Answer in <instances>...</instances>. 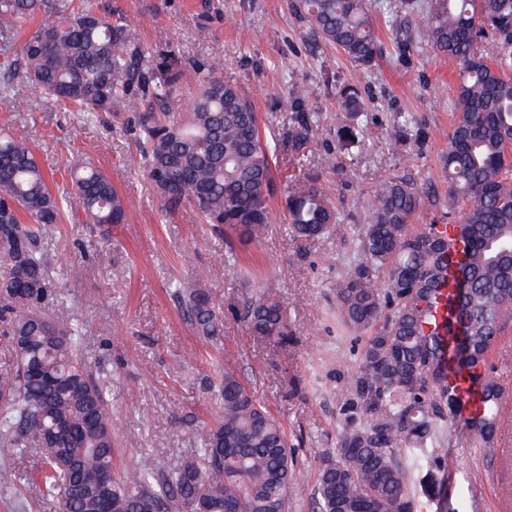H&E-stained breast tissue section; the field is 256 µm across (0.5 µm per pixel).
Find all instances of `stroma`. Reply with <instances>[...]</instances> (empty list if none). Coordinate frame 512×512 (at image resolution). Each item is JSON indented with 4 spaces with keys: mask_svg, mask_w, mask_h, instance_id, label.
<instances>
[{
    "mask_svg": "<svg viewBox=\"0 0 512 512\" xmlns=\"http://www.w3.org/2000/svg\"><path fill=\"white\" fill-rule=\"evenodd\" d=\"M397 2L369 0L382 54L366 70L310 34L290 0H98L151 55L170 50L223 60L225 78L252 98L268 128H287L285 97L294 88L308 89V109L322 115L309 160L297 165L283 148L277 170L294 179L318 174L342 214L340 224L312 241L293 239L280 198L271 203L264 235L231 246L192 207L165 213L136 151L138 110L121 109L105 128L60 109L23 82L12 102L0 103V127L40 156L53 194L71 195L62 173L70 162L88 159L130 202L125 223L113 225L109 235L77 214L45 244L51 278L70 283L49 312L86 336L84 360L110 389L121 471H165L191 454L198 446L191 431L216 418L213 389L230 369L288 436L300 475L288 492L287 512H314L318 459L338 446L341 389L361 349L336 320V284L349 271L372 190L387 178H406L423 199L420 223L448 221L439 157L451 120L455 65L418 38L413 23L391 26L388 9ZM404 34L412 36L413 50L400 57L393 47ZM343 86L358 91L357 110L342 107L337 92ZM399 112L424 126L426 146L397 139ZM349 129L359 145L343 156L339 173L327 158ZM195 281L226 308L220 341L197 335L172 294L173 284ZM256 290L282 306L292 331L288 349L248 335L232 316ZM501 424L491 457L465 428L453 432L458 467L446 487L459 512H512V402Z\"/></svg>",
    "mask_w": 512,
    "mask_h": 512,
    "instance_id": "stroma-1",
    "label": "stroma"
}]
</instances>
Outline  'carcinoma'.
<instances>
[{
    "instance_id": "obj_1",
    "label": "carcinoma",
    "mask_w": 512,
    "mask_h": 512,
    "mask_svg": "<svg viewBox=\"0 0 512 512\" xmlns=\"http://www.w3.org/2000/svg\"><path fill=\"white\" fill-rule=\"evenodd\" d=\"M436 54L457 63L452 120L439 168L448 183V221L467 242L457 320L463 333L459 369L479 387L483 408L463 414L448 384L445 360L451 326L427 329L441 299L448 237L436 224H415L421 197L404 179L379 182L366 223L355 233L351 271L336 284L338 316L354 338L365 337L359 361L342 389L344 427L336 453L319 458L318 512H416L424 480L441 475L439 512H458L444 493L456 469L447 441L461 422L496 453L500 411L509 395L492 376L488 356L512 320V0H401ZM296 17L324 42L363 67L381 46L366 0H292ZM42 17L14 44L18 24ZM0 99L23 78L57 106L88 122L124 107H140L137 146L151 188L165 211L187 203L204 224L256 240L269 223V203L282 181L274 163L277 138L261 134L258 114L219 60L175 53L150 59L124 23L102 13L97 0L60 6L55 0H0ZM182 84L190 97L174 111ZM307 91L288 93V147L305 155L321 115L304 108ZM399 132L423 140L421 124L402 112ZM74 196L58 200L40 157L0 129V324L22 345L12 374L0 377V472L30 453L26 472L44 498L65 512H286L298 474L283 427L231 370L215 392L222 412L197 433L200 448L166 473L143 468L117 474L118 429L107 386L83 359L84 335L46 313L70 284L50 279L44 246L61 223L64 205L109 232L126 221L129 201L92 162L64 171ZM295 236L311 240L340 223L315 177L285 187ZM184 315L209 339L224 333V316L201 284L175 288ZM249 333L288 348L281 306L263 291L243 307Z\"/></svg>"
}]
</instances>
